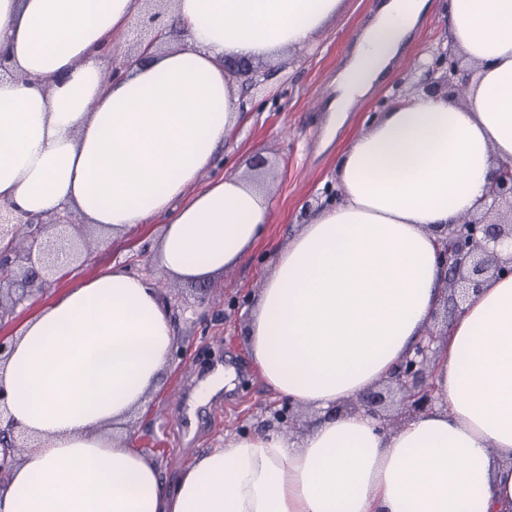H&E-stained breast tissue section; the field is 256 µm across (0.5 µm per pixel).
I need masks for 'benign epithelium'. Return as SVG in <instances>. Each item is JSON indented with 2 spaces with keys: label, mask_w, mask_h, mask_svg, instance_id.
I'll return each mask as SVG.
<instances>
[{
  "label": "benign epithelium",
  "mask_w": 512,
  "mask_h": 512,
  "mask_svg": "<svg viewBox=\"0 0 512 512\" xmlns=\"http://www.w3.org/2000/svg\"><path fill=\"white\" fill-rule=\"evenodd\" d=\"M136 43L152 44L161 35L158 14L146 13L136 17ZM224 69L240 80L245 92L268 80L269 72L245 57L224 56ZM470 73L462 66V57L452 49L432 52L425 64L421 83L429 95L446 94L465 99ZM487 198L490 203L481 214H466L453 224L439 230L442 248L439 257L445 269L444 288L448 291L446 311L454 316L472 293L480 290L489 277L512 275V254L503 257L499 247L512 248V159L499 162L488 179ZM74 224L64 216L34 221L24 212L0 207V328L12 321L19 305L42 292L47 277H65L71 261L90 255L97 239L90 232L70 233ZM429 347L418 350L416 357L405 360L391 380L404 393L405 413L409 415L429 410L433 404L432 361ZM382 392L363 394L353 405L356 412L383 418L379 407ZM274 419L287 427L293 405L276 402L268 406ZM9 443L0 449V474L9 471L17 462L20 445L12 428L0 427V441Z\"/></svg>",
  "instance_id": "1"
}]
</instances>
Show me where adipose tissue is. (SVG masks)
Returning <instances> with one entry per match:
<instances>
[{"mask_svg": "<svg viewBox=\"0 0 512 512\" xmlns=\"http://www.w3.org/2000/svg\"><path fill=\"white\" fill-rule=\"evenodd\" d=\"M343 0H170L186 35L104 82L141 0H0V205L70 208L119 239L167 216L156 260L198 283L266 237L270 202L227 175L199 186L239 118L234 52L277 62ZM426 0H392L343 75L346 112ZM474 64L466 102L420 95L375 115L336 165L341 198L265 271L247 327L269 390L322 411L303 437L236 435L173 483L119 425L145 413L174 331L152 280L118 266L27 318L0 359V424L35 445L0 479V512H512V275L469 297L439 348L436 403L379 430L340 411L388 378L444 295L436 225L485 207L512 158V0H448Z\"/></svg>", "mask_w": 512, "mask_h": 512, "instance_id": "obj_1", "label": "adipose tissue"}]
</instances>
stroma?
<instances>
[{
	"instance_id": "obj_1",
	"label": "stroma",
	"mask_w": 512,
	"mask_h": 512,
	"mask_svg": "<svg viewBox=\"0 0 512 512\" xmlns=\"http://www.w3.org/2000/svg\"><path fill=\"white\" fill-rule=\"evenodd\" d=\"M386 0H343L341 12L314 40L315 52L288 53L272 65L267 82L247 97L241 121L224 142V158L203 180L249 171L255 157L268 163L273 210L266 239L254 254L211 281L167 284L178 305L175 334L178 356L162 379L149 412L127 424L136 448L174 482L192 459L222 444L225 434L262 431L274 399L257 376L246 344L250 304L275 248L285 246L303 226L304 204L325 202L336 191V160L352 138L362 134L368 115L385 111L392 95L418 93L412 75L417 59L448 42L447 2L428 0L391 64L367 95L351 105L343 123L333 120L341 76L358 38ZM162 227L147 225L127 240L100 237L94 253L73 263L68 277L49 279L41 300L87 281L112 265H134L149 278L160 277L156 245ZM223 361L233 370L230 384L216 390L217 406H200L198 391Z\"/></svg>"
}]
</instances>
